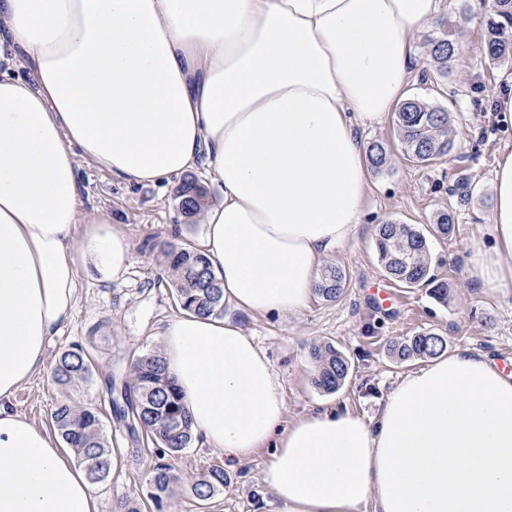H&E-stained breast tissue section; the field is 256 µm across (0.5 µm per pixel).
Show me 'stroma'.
Instances as JSON below:
<instances>
[{"label": "stroma", "instance_id": "obj_1", "mask_svg": "<svg viewBox=\"0 0 512 512\" xmlns=\"http://www.w3.org/2000/svg\"><path fill=\"white\" fill-rule=\"evenodd\" d=\"M492 0H444L442 15L449 23L467 22L466 50L448 66L447 76L431 83L434 67L426 53L434 28L415 37L417 58L407 87L444 107L454 135L451 155L420 166L406 160L392 117L363 131L362 139L386 145L390 159L382 171L370 174L368 201L354 240L329 255L345 272V290L338 299L313 296L308 308L293 316L239 315L247 334L266 351L284 387L287 416L336 405L372 417L398 382L422 368V361L402 362L389 351L392 342L430 331L445 336L448 352L471 349L496 360L512 358V293L481 288L468 265L471 254L492 245L488 232L493 204L494 169L498 158L512 152V114L502 100L512 96V61L490 64L482 52L483 13ZM472 178V196L457 209L455 230L447 239L431 241L432 270L456 286L448 305H440L426 288L392 285L396 298L381 306L370 288L387 281L374 246L378 225L396 221L424 229L448 207V189L460 170ZM182 177L130 186L111 174L83 164L78 169L80 202L85 211L117 219L131 239L128 268L120 278L104 279L88 265L79 266L78 303L72 322L47 348L48 368L24 384L11 400L15 412L44 430H52L51 413L61 394L49 367L72 344L95 358L99 373L73 394L77 402L95 407L112 447L122 452V465L109 481L93 486L100 512H115L126 498L140 496L147 473L163 455L140 431H130L113 414L112 396L102 377L123 372L143 349L160 347L166 325L180 315L159 263L157 242L172 240L171 225L184 228V241L199 231L198 219H187L179 208ZM330 341L352 363L342 389L322 393L311 384L313 365L307 349L312 342ZM267 449H258L241 464H226L223 454L192 440L172 465L187 475L223 467L230 481L208 505V512H281L282 507L262 482Z\"/></svg>", "mask_w": 512, "mask_h": 512}]
</instances>
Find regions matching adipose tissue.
Masks as SVG:
<instances>
[{"instance_id": "1", "label": "adipose tissue", "mask_w": 512, "mask_h": 512, "mask_svg": "<svg viewBox=\"0 0 512 512\" xmlns=\"http://www.w3.org/2000/svg\"><path fill=\"white\" fill-rule=\"evenodd\" d=\"M441 0H0V512H98L66 449L10 407L77 304L76 271L128 266L121 224L84 212L86 161L130 185L197 164L223 188L196 247L230 315L183 313L162 349L196 434L270 451L282 512H512V374L460 349L406 376L372 421L287 420L283 383L232 317L295 315L351 242L368 191L360 130L406 93ZM23 61L30 80L13 73ZM470 267L512 288V153Z\"/></svg>"}]
</instances>
